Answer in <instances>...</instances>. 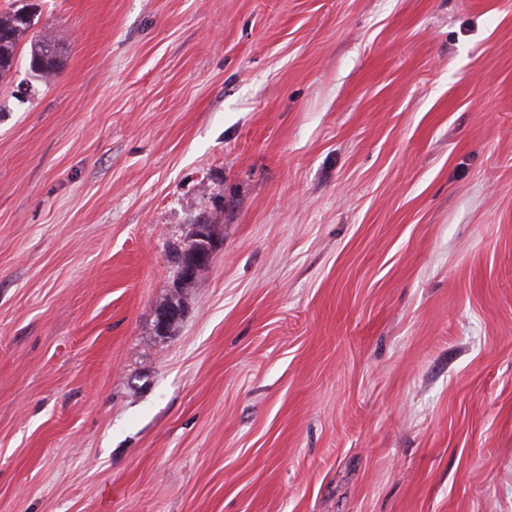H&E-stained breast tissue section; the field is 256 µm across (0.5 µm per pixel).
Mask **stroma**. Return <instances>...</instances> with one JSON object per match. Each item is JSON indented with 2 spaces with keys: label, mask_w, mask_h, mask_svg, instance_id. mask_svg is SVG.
<instances>
[{
  "label": "stroma",
  "mask_w": 512,
  "mask_h": 512,
  "mask_svg": "<svg viewBox=\"0 0 512 512\" xmlns=\"http://www.w3.org/2000/svg\"><path fill=\"white\" fill-rule=\"evenodd\" d=\"M32 2L0 512H512V0ZM28 71L30 77L40 83L48 84L61 73L63 66L62 50L52 33H41L37 38L28 40ZM208 221L209 222H207V224H204V221L200 222L199 224H195L194 237L192 238V232L184 241L179 242L174 246L173 252L175 263L177 264V281L179 283L178 286L181 288H176L177 295L168 304L176 303L181 306L183 293L188 291L190 288H194L198 281L193 280L183 283L181 282V277L185 280L194 278L201 267L210 264L215 252L217 251L218 242L210 235V224H213L214 222L209 219ZM191 238L193 242L190 241ZM191 243H193V245L188 251V254L186 255L182 264L180 276V260L186 253L187 248Z\"/></svg>",
  "instance_id": "1"
}]
</instances>
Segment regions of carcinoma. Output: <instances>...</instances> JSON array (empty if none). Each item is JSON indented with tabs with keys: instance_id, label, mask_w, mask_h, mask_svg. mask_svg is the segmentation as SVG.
Returning a JSON list of instances; mask_svg holds the SVG:
<instances>
[{
	"instance_id": "carcinoma-1",
	"label": "carcinoma",
	"mask_w": 512,
	"mask_h": 512,
	"mask_svg": "<svg viewBox=\"0 0 512 512\" xmlns=\"http://www.w3.org/2000/svg\"><path fill=\"white\" fill-rule=\"evenodd\" d=\"M36 23V15L25 7L0 13V78L17 67V49L26 40L29 41L28 71L34 81L48 84L61 73L62 50L54 35L47 32L27 39Z\"/></svg>"
}]
</instances>
